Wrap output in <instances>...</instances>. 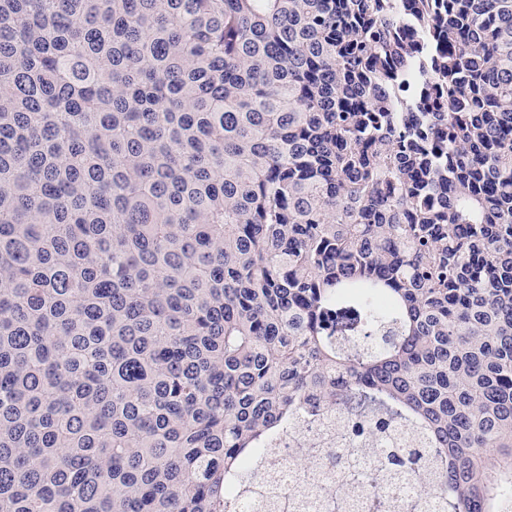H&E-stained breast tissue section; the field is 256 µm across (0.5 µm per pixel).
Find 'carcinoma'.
Here are the masks:
<instances>
[{
  "instance_id": "carcinoma-1",
  "label": "carcinoma",
  "mask_w": 512,
  "mask_h": 512,
  "mask_svg": "<svg viewBox=\"0 0 512 512\" xmlns=\"http://www.w3.org/2000/svg\"><path fill=\"white\" fill-rule=\"evenodd\" d=\"M311 400L512 512V0H0V512H236Z\"/></svg>"
}]
</instances>
